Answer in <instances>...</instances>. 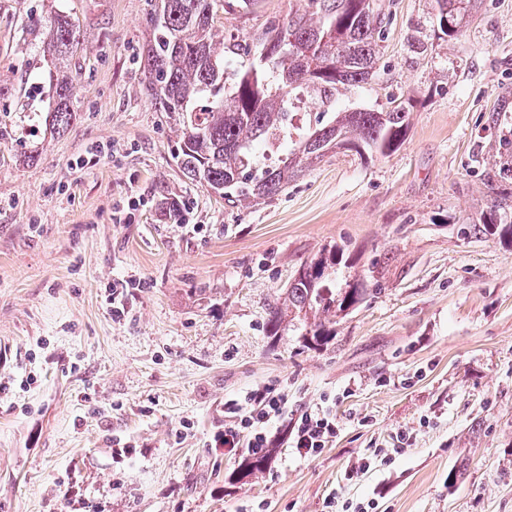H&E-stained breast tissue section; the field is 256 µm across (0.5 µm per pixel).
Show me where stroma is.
<instances>
[{"label": "stroma", "mask_w": 512, "mask_h": 512, "mask_svg": "<svg viewBox=\"0 0 512 512\" xmlns=\"http://www.w3.org/2000/svg\"><path fill=\"white\" fill-rule=\"evenodd\" d=\"M376 4L377 73L336 109L403 104L402 144L329 154L245 208L173 159L140 64L151 0H0V512H512V240L465 232L512 194V0H482L453 39L434 0ZM298 6H233L224 36ZM49 11L82 43L61 136L30 23ZM330 249L328 287L366 298L321 349L301 322L269 337V308ZM268 384L289 416L332 406L339 432L304 458L275 421L267 467L240 480L243 455L209 441L226 400Z\"/></svg>", "instance_id": "obj_1"}]
</instances>
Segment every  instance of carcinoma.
Returning a JSON list of instances; mask_svg holds the SVG:
<instances>
[{"label": "carcinoma", "instance_id": "obj_1", "mask_svg": "<svg viewBox=\"0 0 512 512\" xmlns=\"http://www.w3.org/2000/svg\"><path fill=\"white\" fill-rule=\"evenodd\" d=\"M285 20H272L246 45L224 42L227 0H155L147 18L145 89L168 113L181 135L174 149L180 172L233 205H259L282 193L311 164L342 148L357 155L396 150L409 129V113L397 104L385 112L333 109L336 92L376 74L385 23L374 0H301ZM475 0H436L435 21L448 37L459 34L461 15ZM44 31L40 58L55 79L47 113L61 135L75 119L76 77L67 57L77 49L76 24L64 12L35 15ZM248 57L228 70V55ZM319 97L316 126L292 112L301 89ZM475 235H512V205L492 202L490 217L471 226ZM335 254L305 262L283 300L269 309L267 332L277 336L289 321L311 320L304 341L320 348L332 339L336 317L364 299L352 284L338 293L322 284Z\"/></svg>", "mask_w": 512, "mask_h": 512}]
</instances>
